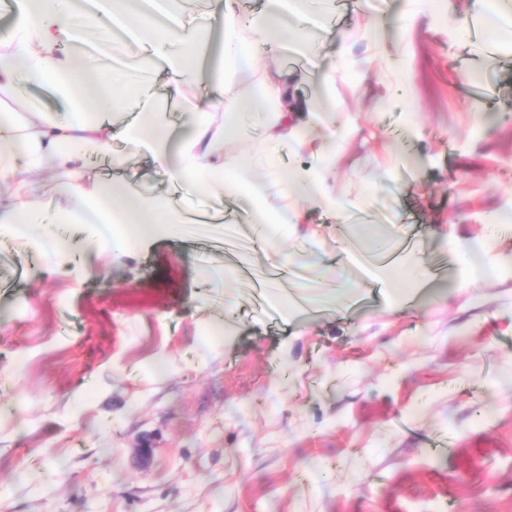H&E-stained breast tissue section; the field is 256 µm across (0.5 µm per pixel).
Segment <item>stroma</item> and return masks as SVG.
Here are the masks:
<instances>
[{"mask_svg":"<svg viewBox=\"0 0 512 512\" xmlns=\"http://www.w3.org/2000/svg\"><path fill=\"white\" fill-rule=\"evenodd\" d=\"M322 40L299 51V31L263 63L239 72L231 95L251 113L225 142L229 170L267 179L259 84L303 71L292 94L322 111L329 75L338 111L356 130L324 161L341 199L365 200V223L419 239L424 260L448 234L512 260L494 215L512 198V55L484 114L464 96L482 48L458 29L472 0H450L447 22L424 12L408 32V0H333ZM384 14V35L365 27ZM346 69H337L340 44ZM96 71L131 86L142 46L89 32ZM104 180L138 172L146 193L187 210L150 157L124 142L87 158ZM213 221L184 226L122 253L91 249L89 228L65 224L64 258L0 235V512H512V271L460 284L456 263L423 281L400 264L405 302L362 276L366 255L341 257L348 227L298 196L275 250L212 251L244 203L203 192ZM317 247L319 261L289 270L314 310L307 323L255 281L282 257ZM225 274L207 287V272ZM359 278L358 288L349 281ZM333 288L348 289L325 305ZM151 439L148 467L133 452Z\"/></svg>","mask_w":512,"mask_h":512,"instance_id":"35a3bbf8","label":"stroma"}]
</instances>
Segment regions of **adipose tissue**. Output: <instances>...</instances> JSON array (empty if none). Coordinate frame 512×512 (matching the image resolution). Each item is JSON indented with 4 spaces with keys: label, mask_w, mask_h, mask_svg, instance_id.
Masks as SVG:
<instances>
[{
    "label": "adipose tissue",
    "mask_w": 512,
    "mask_h": 512,
    "mask_svg": "<svg viewBox=\"0 0 512 512\" xmlns=\"http://www.w3.org/2000/svg\"><path fill=\"white\" fill-rule=\"evenodd\" d=\"M102 10L114 28L130 41L149 44L151 51L139 70L138 86L152 85L158 74L169 77L167 97L180 95V86L193 74L209 78V88L195 105L196 116L181 134H173L162 112L147 106L133 118L123 113L124 92L82 79V60L60 50L62 42H78L76 28L62 0H17L16 22L7 38L0 39V227L54 224H123L124 234L94 236L99 249L111 251L129 242L145 243L162 235L184 218L168 197L143 195L136 173L105 182L87 173V153L108 151L114 139L146 148L171 183L188 190L221 186L230 196H247L256 217L258 237L267 246L278 242L287 219L266 208L268 189L292 193L330 210L343 223L354 214L332 195L325 177L312 166L283 169L279 157L263 153L259 161L272 175L269 185L255 186L228 174L223 145L229 132L238 130L243 105L228 96L226 87L243 67L259 65L258 47L283 31V20L296 12L307 21L314 0H268L260 16L241 23L228 20L219 41L198 40L176 25L154 36L148 20L136 19L132 0H101ZM37 76L65 103V114L54 118H24L13 112L15 101L27 89L19 71ZM289 79L280 76L261 87L264 105L272 109L264 136L267 142L301 151L307 132L321 128L319 154L330 157L337 142L355 130L353 120L339 112H314L287 104ZM58 180L61 200L51 217L30 197L22 170Z\"/></svg>",
    "instance_id": "1"
}]
</instances>
